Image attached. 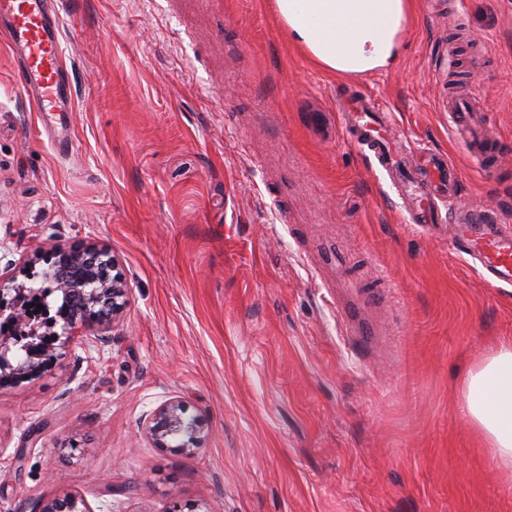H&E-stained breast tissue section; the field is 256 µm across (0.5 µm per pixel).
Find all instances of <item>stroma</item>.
<instances>
[{"label": "stroma", "mask_w": 512, "mask_h": 512, "mask_svg": "<svg viewBox=\"0 0 512 512\" xmlns=\"http://www.w3.org/2000/svg\"><path fill=\"white\" fill-rule=\"evenodd\" d=\"M57 3L74 110L55 131L0 37V268L36 284L55 248H104L129 304L107 341L0 389V512H512L459 399L512 338V284L412 226L341 123L370 95L512 236V0H416L397 66L358 77L290 43L268 0ZM456 90L503 165L454 138ZM350 280L390 288L387 350L350 345ZM172 397L207 423L196 454L144 433ZM38 512H91L83 499L75 496L47 501Z\"/></svg>", "instance_id": "1"}]
</instances>
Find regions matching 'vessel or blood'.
I'll list each match as a JSON object with an SVG mask.
<instances>
[{
    "instance_id": "vessel-or-blood-1",
    "label": "vessel or blood",
    "mask_w": 512,
    "mask_h": 512,
    "mask_svg": "<svg viewBox=\"0 0 512 512\" xmlns=\"http://www.w3.org/2000/svg\"><path fill=\"white\" fill-rule=\"evenodd\" d=\"M0 18L9 25L13 44L24 51L17 81L27 93L33 110L38 112L73 111V99L60 72L62 47L55 18V0H0ZM352 116L350 136L368 150L379 165L394 170L397 159L382 136L383 116L376 105L349 99L346 106ZM449 126L462 142L467 155L478 165H488L492 152L474 133L482 115L474 107L456 101L448 104ZM419 172L407 175L405 193L414 206L412 223L435 227L443 218L435 207L436 199H454L456 177L452 165L443 154L420 150ZM455 225V248L476 259L487 283H512V236L501 235L498 221L484 211L456 210L451 215ZM351 343L358 348L374 344L379 331L372 320V301H346L341 309Z\"/></svg>"
}]
</instances>
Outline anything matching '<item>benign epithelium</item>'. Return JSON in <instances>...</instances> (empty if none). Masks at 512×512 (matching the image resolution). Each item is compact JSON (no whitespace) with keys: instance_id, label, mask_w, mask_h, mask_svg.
<instances>
[{"instance_id":"7a95c632","label":"benign epithelium","mask_w":512,"mask_h":512,"mask_svg":"<svg viewBox=\"0 0 512 512\" xmlns=\"http://www.w3.org/2000/svg\"><path fill=\"white\" fill-rule=\"evenodd\" d=\"M57 288L64 295L78 301L75 310L49 323L48 335L52 341L40 345L35 341L21 340L11 344L0 328V385L5 386L23 380L41 377L52 370L60 357L77 339L97 342L124 312L129 302V288L122 277L107 276L98 281L96 270L115 268L111 252L88 247L81 250L58 248L54 251ZM23 269L9 268L0 271V318L4 316L6 303L4 292L18 279ZM6 317V316H4ZM29 320L25 310H17L0 321L5 326H19ZM147 435L158 446H167V440L184 432L189 438L180 451L193 454L201 447L205 432L204 420L196 415L188 417L187 406L178 398L159 404L149 415L145 427ZM39 512H91L84 500L69 496L46 502Z\"/></svg>"}]
</instances>
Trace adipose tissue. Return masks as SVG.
<instances>
[{"label": "adipose tissue", "mask_w": 512, "mask_h": 512, "mask_svg": "<svg viewBox=\"0 0 512 512\" xmlns=\"http://www.w3.org/2000/svg\"><path fill=\"white\" fill-rule=\"evenodd\" d=\"M289 39L322 67L354 76L392 69L413 0H273ZM461 409L498 470L512 472V340L485 352L460 386Z\"/></svg>", "instance_id": "1"}]
</instances>
